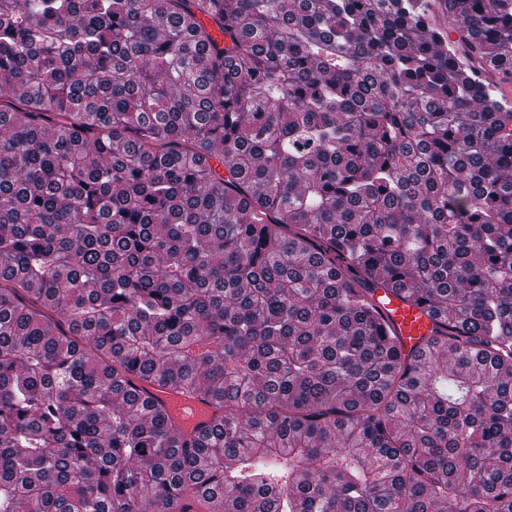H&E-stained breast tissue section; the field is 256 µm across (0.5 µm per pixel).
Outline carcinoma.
I'll use <instances>...</instances> for the list:
<instances>
[{"instance_id":"obj_1","label":"carcinoma","mask_w":512,"mask_h":512,"mask_svg":"<svg viewBox=\"0 0 512 512\" xmlns=\"http://www.w3.org/2000/svg\"><path fill=\"white\" fill-rule=\"evenodd\" d=\"M506 77L508 0H0V512H512ZM390 302L380 305L385 319L401 339V353L408 356L417 351L431 336L432 322L421 307L389 295ZM127 383L128 387L139 392L143 397L163 403L173 420L184 424L190 434L202 430L211 423L214 409L203 402L199 396L192 397L178 390L152 387L134 375L127 376ZM185 408H189L193 413L187 419L184 418Z\"/></svg>"}]
</instances>
